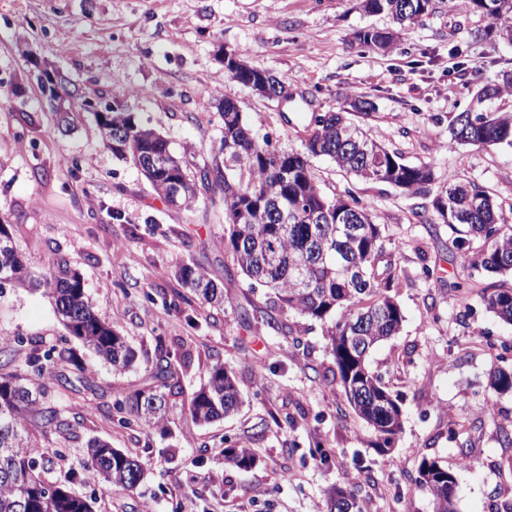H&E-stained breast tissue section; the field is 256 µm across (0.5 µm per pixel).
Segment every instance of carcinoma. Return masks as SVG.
I'll return each instance as SVG.
<instances>
[{"label": "carcinoma", "instance_id": "obj_1", "mask_svg": "<svg viewBox=\"0 0 512 512\" xmlns=\"http://www.w3.org/2000/svg\"><path fill=\"white\" fill-rule=\"evenodd\" d=\"M440 0H360L372 15L391 16L396 28H366L356 38L368 47L387 50L400 40L406 25L432 15ZM467 7L488 19L484 35L512 38V0H467ZM239 83L275 84L277 79L260 66L228 67ZM50 81V105L69 122L72 107L88 105L81 90L61 71ZM512 93V74L502 82L480 88L479 109L459 112L448 123L449 143L478 147L512 148V113L481 108L486 102ZM224 112V163L214 162L190 170L186 154H176L168 140L135 120L133 113L104 106L93 116L104 145L117 157L143 170L155 192L168 199L171 183L182 187V204L196 199L197 182L224 196V249L249 281V287L270 289L281 308L321 321H330L328 337L336 366V379L357 415L379 439L380 453L394 462L391 445L402 427V406L381 378L367 365L377 344L396 335L403 313L391 290L397 269L388 259V247L376 217L355 200L327 195L312 171L311 159L325 156L337 168L362 181L388 183L411 195L431 198L418 216L432 224H446L462 251L468 268L490 274L512 272V223L490 194L474 183L434 188L430 164L410 165L398 153L378 143L360 124L343 112L320 115L302 152L270 149L245 122L232 99L222 100ZM246 171L247 181L236 177ZM481 245L473 247L474 241ZM179 280L201 300L221 306L224 294L209 274L196 265H185ZM32 284L25 263L8 241L0 247V285L3 280ZM47 294L70 336L115 371H124L135 360V351L116 327L94 313L85 296L79 274L64 264L45 279ZM486 309L512 323V290L488 286L480 292ZM10 343L0 341V512H92L91 504L69 490L76 473L46 478L32 457L35 433L70 435L71 424L62 412L44 407L35 385L48 378L68 384L70 378L50 371L55 359L74 362L69 348L61 346L40 354L32 352L26 374L8 370ZM178 352L160 345L152 378L157 385L125 393L112 408L121 425L160 428L169 420L176 399L183 394L175 365ZM495 391H512V370L490 371ZM240 396L233 373L224 364L212 366L207 385L190 401L189 413L208 424L238 410ZM84 478L113 491L133 492L144 480L145 465L137 455L124 453L108 442L86 441ZM255 456L245 443L224 449V464L239 470L252 466ZM433 497L435 512H456V480L435 460L423 459L415 478ZM329 512H365L357 494L342 487L327 493Z\"/></svg>", "mask_w": 512, "mask_h": 512}]
</instances>
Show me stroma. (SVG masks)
<instances>
[{
	"instance_id": "1",
	"label": "stroma",
	"mask_w": 512,
	"mask_h": 512,
	"mask_svg": "<svg viewBox=\"0 0 512 512\" xmlns=\"http://www.w3.org/2000/svg\"><path fill=\"white\" fill-rule=\"evenodd\" d=\"M488 24L453 0L382 51L356 34L393 22L365 15L358 0H0V222L11 225L34 277L60 263L77 271L97 315L138 353L131 368L113 371L68 338L43 290L0 285V336L13 339L15 366L63 342L78 359L54 367L69 383L42 388V403L72 424L70 439H36L52 476L76 473L71 490L94 512H326L334 486L357 489L368 512H434L415 484L427 458L454 474L458 512H512V446L499 432L512 428V392L488 384L490 370L512 368V325L479 297L491 284L512 289L511 275L469 273L447 225L419 217L424 198L313 159L328 195L354 198L375 215L399 274L392 294L401 330L369 355L402 399L399 465L387 466L334 378L327 323L281 311L225 253L222 196L201 186L192 205L171 207L104 147L91 115L76 113L69 130L59 128L31 66L62 69L91 99L134 112L187 150L192 169L218 152L224 98L287 152L303 149L312 114L366 98L372 108L356 120L375 139L408 163L433 164L437 186L475 183L506 209L512 149L446 145L449 120L472 108L477 88L512 71V44L481 36ZM228 50L282 78L287 99L231 79ZM190 261L223 288L225 306L201 303L176 279ZM462 280L467 288L457 289ZM160 344L178 351L184 388L168 428L121 426L115 396L148 383ZM218 363L233 369L242 404L200 425L187 406ZM488 403L495 416L484 413ZM92 437L140 455L147 480L129 494L89 484L82 447ZM238 442L256 456L245 471L224 464L225 447ZM319 445L327 460L315 456Z\"/></svg>"
}]
</instances>
